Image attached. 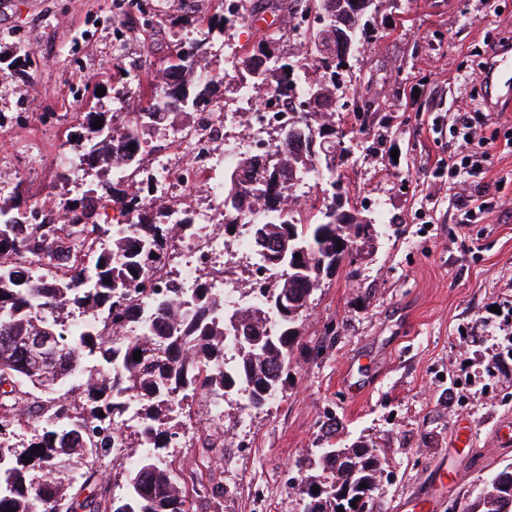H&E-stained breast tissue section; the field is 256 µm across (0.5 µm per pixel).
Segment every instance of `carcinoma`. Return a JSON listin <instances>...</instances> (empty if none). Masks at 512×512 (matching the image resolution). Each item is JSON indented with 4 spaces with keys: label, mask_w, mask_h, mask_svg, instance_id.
Wrapping results in <instances>:
<instances>
[{
    "label": "carcinoma",
    "mask_w": 512,
    "mask_h": 512,
    "mask_svg": "<svg viewBox=\"0 0 512 512\" xmlns=\"http://www.w3.org/2000/svg\"><path fill=\"white\" fill-rule=\"evenodd\" d=\"M323 12L356 8L364 23L378 11V0H238L232 13L214 14L188 49L175 50L177 61L153 76L133 112L125 113L119 137L123 150L113 151V116L89 112L78 133L65 180L92 169L117 170L133 178L143 166L144 136L177 110H195L224 85L225 72L201 71L214 34L231 23L268 7L290 14L297 2ZM291 30L265 31L251 49L235 58L232 78L254 92L271 93L295 85L316 94L315 111L299 112L294 127H311L305 145L294 135L275 136L269 155L279 173L269 174L256 193L247 174L265 169L266 162L240 151L234 167L224 171L222 224L241 223L260 205L268 213L260 225L258 259L279 253L281 262L267 267L272 280L258 289L259 297L244 298L236 308L224 306L205 277L190 290L187 308L174 315L177 288L146 292L138 287L154 258L161 218L152 195L139 187L130 198L123 180H102L68 206V223L57 224L53 214L38 210L32 224L14 221L26 201L16 193L0 200V512H190L193 502L179 474L165 462L172 432L167 427L173 402L200 393L211 401L230 391L243 393L252 408H263L284 389L291 376V356L299 342V326L317 291L344 261L355 244L378 236L375 218L364 224L361 212L350 206L346 191L336 192L342 174L326 159L313 139L336 137V70L326 71L334 44L333 31L320 29L304 36V50L280 51ZM103 126L92 128L95 119ZM95 132L94 144L86 135ZM135 145V151L128 150ZM321 181L320 194L303 208L284 206L292 183ZM110 194L119 216H133L134 234H113V225L98 222L99 188ZM70 239L69 265L57 267L54 258L62 237ZM46 267L34 277L28 264ZM95 313L78 321L74 312ZM56 337L58 351L37 358L23 339L38 333ZM233 346L237 365L224 370V348ZM141 351V361L134 352ZM142 426L137 456L120 466L125 496L115 499L88 469L82 481L69 478L73 459L98 460L123 445L125 416ZM36 422L40 430L17 448V431ZM325 437L315 458L299 462L295 488L305 501L304 512H360L351 506L359 497L372 504L373 491L384 472L385 454L375 440L350 445ZM32 460H25L23 456ZM365 488H360V485ZM319 487L312 492V487ZM463 512H512V467L491 477L480 495Z\"/></svg>",
    "instance_id": "carcinoma-1"
}]
</instances>
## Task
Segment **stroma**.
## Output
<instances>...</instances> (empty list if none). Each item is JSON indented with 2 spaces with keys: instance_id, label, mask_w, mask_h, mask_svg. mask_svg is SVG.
<instances>
[{
  "instance_id": "1",
  "label": "stroma",
  "mask_w": 512,
  "mask_h": 512,
  "mask_svg": "<svg viewBox=\"0 0 512 512\" xmlns=\"http://www.w3.org/2000/svg\"><path fill=\"white\" fill-rule=\"evenodd\" d=\"M173 14L158 34L135 0H0V198L19 191L62 217L95 187L93 173L59 186L65 141L85 113L114 112L117 90L137 98L139 78L195 38L183 9ZM280 23L268 15L226 28L208 67L222 69L225 47ZM373 23L379 39L343 74L371 106L343 110L355 130L343 173L353 206L381 202V231L314 293L284 390L260 411L226 399L227 446H202L204 396L172 417L183 435L169 459L186 486L207 455L226 489L195 500V512H303L297 463L317 452L330 420L340 443L382 439L379 512H448L512 466V444L499 441L512 435V365L487 371L512 353V213L500 209L512 199V111L490 114L493 162L464 175L467 188H488L490 212L474 224L449 187L451 134L433 130L457 110H486L483 51L512 32V0H383ZM117 59L127 83L112 78Z\"/></svg>"
}]
</instances>
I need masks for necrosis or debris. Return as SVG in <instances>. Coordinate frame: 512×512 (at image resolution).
Here are the masks:
<instances>
[{
	"label": "necrosis or debris",
	"mask_w": 512,
	"mask_h": 512,
	"mask_svg": "<svg viewBox=\"0 0 512 512\" xmlns=\"http://www.w3.org/2000/svg\"><path fill=\"white\" fill-rule=\"evenodd\" d=\"M238 94L242 102L240 111L221 121L214 112L198 113L193 138H186L180 130L157 142L152 172L159 185L155 199L167 215V237L156 268L149 275V287L189 289L197 276L209 273L214 277L213 288L231 299L239 289L251 285L250 279L229 282L220 278L219 273L230 256L244 261L246 266H255L252 225H240L234 239H226L219 199H211L208 207H200L199 191L210 182L213 173L233 158L241 140H248L255 153L267 152L272 145L271 134L292 123L297 100L280 93L266 97L258 105L253 91L244 85L239 86ZM230 124L243 126L242 138L228 137L225 128ZM188 212L194 222L186 227L182 219Z\"/></svg>",
	"instance_id": "obj_1"
}]
</instances>
